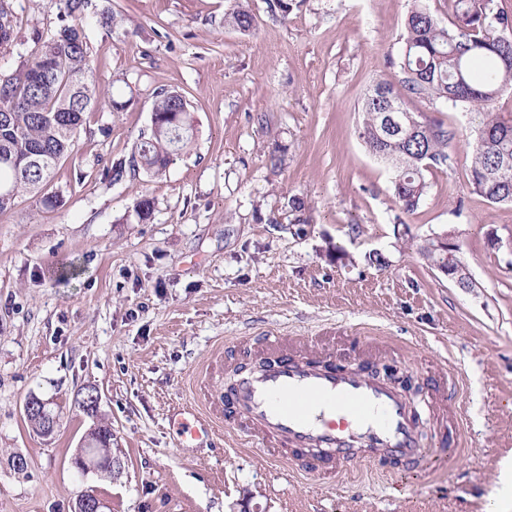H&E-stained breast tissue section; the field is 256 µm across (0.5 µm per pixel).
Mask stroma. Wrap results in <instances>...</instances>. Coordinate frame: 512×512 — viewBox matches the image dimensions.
I'll use <instances>...</instances> for the list:
<instances>
[{"label":"stroma","instance_id":"stroma-1","mask_svg":"<svg viewBox=\"0 0 512 512\" xmlns=\"http://www.w3.org/2000/svg\"><path fill=\"white\" fill-rule=\"evenodd\" d=\"M84 32L94 77L126 101L94 110L51 184L63 203L20 199L0 212V512H74L97 493L106 512H512L496 496L512 462V205L469 188L471 117L426 96L406 107L456 133L417 210L401 212L391 173L358 136L373 82L394 78L412 0H249L250 31L226 22L239 0H93ZM15 70L33 30L57 25L50 0H14ZM189 104L191 145L160 175L132 169L157 92ZM282 162L271 167L270 155ZM128 168L111 183L112 164ZM150 198V219L136 203ZM305 201L301 215L288 201ZM447 236L472 285L421 253ZM382 254L385 267L370 264ZM76 273L60 277L62 264ZM286 330L309 356L460 376L465 441L400 491L364 465L334 482L285 479L222 434L225 337ZM101 396L97 418L79 390ZM60 421L44 436L30 396ZM421 397L426 446L443 426ZM195 404L213 444L181 446L168 414ZM112 427L113 473L73 461L94 422ZM20 453L23 472L9 464Z\"/></svg>","mask_w":512,"mask_h":512}]
</instances>
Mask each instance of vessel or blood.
I'll use <instances>...</instances> for the list:
<instances>
[{
  "instance_id": "vessel-or-blood-1",
  "label": "vessel or blood",
  "mask_w": 512,
  "mask_h": 512,
  "mask_svg": "<svg viewBox=\"0 0 512 512\" xmlns=\"http://www.w3.org/2000/svg\"><path fill=\"white\" fill-rule=\"evenodd\" d=\"M281 332L259 342L272 357L243 367L224 394L229 433L245 426L246 447L272 449V462L290 480L304 475L333 480L349 467L375 464L404 491L434 459L425 448L409 404L384 382L360 369L319 364L283 352ZM169 423L179 443L195 447L215 433L211 419L195 407L173 413Z\"/></svg>"
}]
</instances>
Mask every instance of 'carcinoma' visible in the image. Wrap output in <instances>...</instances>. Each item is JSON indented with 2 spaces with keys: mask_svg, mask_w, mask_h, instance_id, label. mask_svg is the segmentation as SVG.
<instances>
[{
  "mask_svg": "<svg viewBox=\"0 0 512 512\" xmlns=\"http://www.w3.org/2000/svg\"><path fill=\"white\" fill-rule=\"evenodd\" d=\"M495 0H452L451 26L437 22L423 0H413L401 40L399 78L374 82L362 101L358 135L393 171L400 209L415 211L430 185L426 173L448 163L454 137L443 123L420 119L410 136L387 130V101L402 104L400 90L461 105L478 119L472 145L471 192L494 204H512V119L495 111V101L512 90V16L495 10ZM58 27L34 31L26 58L0 72V211L29 197L48 207L63 196L48 191L60 161L71 153L88 115L102 103L116 107L92 76L83 24L92 0H52ZM13 0H0V51L14 43ZM254 17L241 5L229 17L249 31ZM158 129L141 137V167L160 174L192 142L188 104L175 91L154 96Z\"/></svg>",
  "mask_w": 512,
  "mask_h": 512,
  "instance_id": "carcinoma-1",
  "label": "carcinoma"
}]
</instances>
